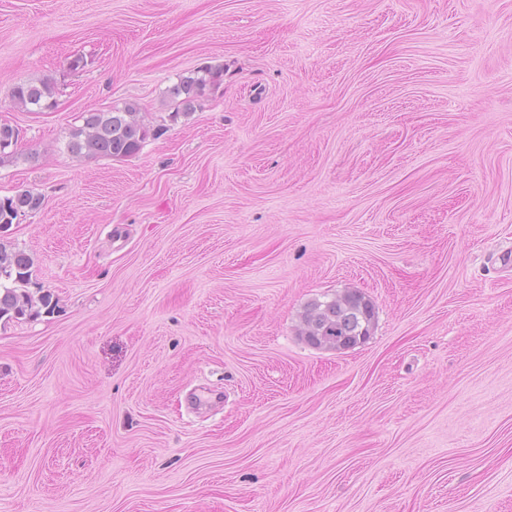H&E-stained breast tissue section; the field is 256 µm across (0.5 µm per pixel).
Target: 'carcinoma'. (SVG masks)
<instances>
[{
	"instance_id": "carcinoma-1",
	"label": "carcinoma",
	"mask_w": 512,
	"mask_h": 512,
	"mask_svg": "<svg viewBox=\"0 0 512 512\" xmlns=\"http://www.w3.org/2000/svg\"><path fill=\"white\" fill-rule=\"evenodd\" d=\"M223 73L219 66H204L180 75L167 91L175 103L170 119L193 111L207 91L221 85ZM57 93L56 83L40 79L16 83L11 97L18 108L35 112L53 107ZM82 119V125L71 130L65 150L87 159L127 160L141 151L148 138H158L165 130L162 125L147 124L136 101L107 111L93 109L83 113ZM18 142L15 128L0 124V166L18 159ZM43 204L42 195L31 190L0 197V225L14 223L20 214L36 213ZM34 265L31 254L12 246L8 237L0 234V320L33 318L40 309L55 305L52 294L42 287L30 289ZM374 318L372 302L348 288L326 300L309 301L300 315L299 335L314 347L338 351L347 338L369 336Z\"/></svg>"
}]
</instances>
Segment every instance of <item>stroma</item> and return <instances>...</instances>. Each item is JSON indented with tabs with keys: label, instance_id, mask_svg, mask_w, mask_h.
<instances>
[{
	"label": "stroma",
	"instance_id": "1",
	"mask_svg": "<svg viewBox=\"0 0 512 512\" xmlns=\"http://www.w3.org/2000/svg\"><path fill=\"white\" fill-rule=\"evenodd\" d=\"M128 100L165 133L64 151ZM1 123L57 305L0 321V512H512V0H0ZM223 73V68L219 66H204L180 75L178 82L167 91L168 98L176 105L170 119L175 120L180 114L192 112L203 100L206 91L221 85ZM58 93L56 83L48 79L16 83L11 90L15 105L24 111L35 112L52 108ZM15 131L16 129L11 125L0 124V167L18 159L19 138H15ZM374 309L363 293L349 288L326 300L315 298L303 307L298 334L314 347L344 350L345 339L370 335Z\"/></svg>",
	"mask_w": 512,
	"mask_h": 512
}]
</instances>
